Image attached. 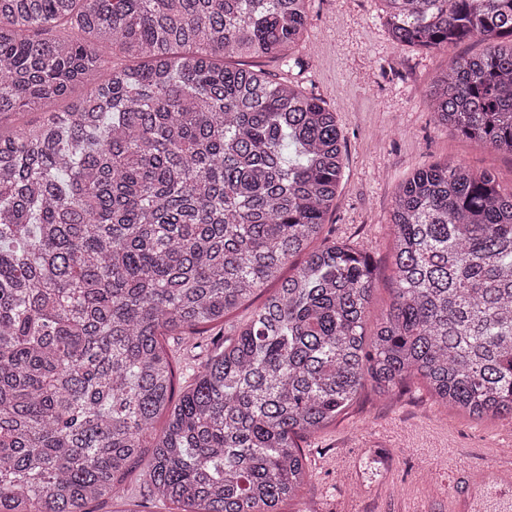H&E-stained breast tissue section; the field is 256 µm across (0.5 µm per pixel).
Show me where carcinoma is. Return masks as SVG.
<instances>
[{"mask_svg":"<svg viewBox=\"0 0 512 512\" xmlns=\"http://www.w3.org/2000/svg\"><path fill=\"white\" fill-rule=\"evenodd\" d=\"M381 2L400 45L489 42L429 107L512 154V0ZM308 3L0 0V117L47 112L0 133V512H89L147 446L145 483L182 512H281L309 476L297 438L368 381L512 419V190L450 163L402 183L394 296L370 319L371 258L319 243L335 113L227 63L286 59ZM275 282L233 338L199 341ZM171 334L201 353L177 399Z\"/></svg>","mask_w":512,"mask_h":512,"instance_id":"obj_1","label":"carcinoma"}]
</instances>
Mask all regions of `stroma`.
Wrapping results in <instances>:
<instances>
[{"mask_svg":"<svg viewBox=\"0 0 512 512\" xmlns=\"http://www.w3.org/2000/svg\"><path fill=\"white\" fill-rule=\"evenodd\" d=\"M482 40L440 50L396 44L375 0H311L294 65L256 64L320 98L344 136L345 168L324 233L370 256V311L392 301L389 226L397 186L416 169L462 162L512 186V155L464 139L435 120L427 98L449 59L486 50ZM310 477L281 512H448L450 470L512 458V420H474L441 406L418 378L389 395L365 387L325 430L299 438ZM143 465L119 475L120 496L92 512H176L151 495Z\"/></svg>","mask_w":512,"mask_h":512,"instance_id":"35a3bbf8","label":"stroma"}]
</instances>
